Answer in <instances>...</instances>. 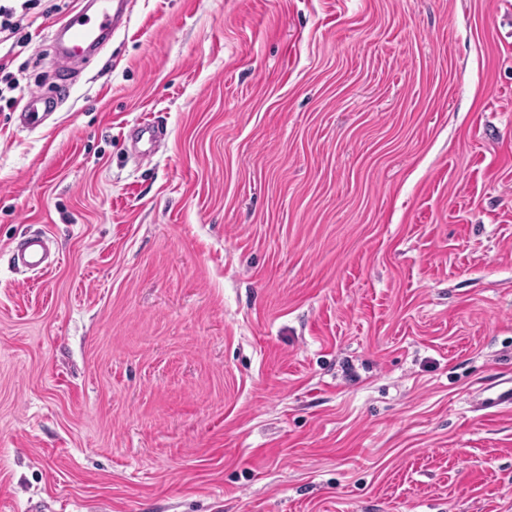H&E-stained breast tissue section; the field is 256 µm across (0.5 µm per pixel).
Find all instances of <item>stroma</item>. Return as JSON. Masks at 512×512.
<instances>
[{"instance_id": "1", "label": "stroma", "mask_w": 512, "mask_h": 512, "mask_svg": "<svg viewBox=\"0 0 512 512\" xmlns=\"http://www.w3.org/2000/svg\"><path fill=\"white\" fill-rule=\"evenodd\" d=\"M71 85L0 112V512H512V0H134ZM61 77V83L59 84V94H56L53 91L47 94L40 92L37 94L29 95L23 99V109L21 112H19L18 115L19 124L22 127L33 131L46 123V120L57 108L59 103V96L64 98L69 92V79L65 78L66 75H62ZM134 128L137 131V142L141 143L137 153L142 160L153 159L165 148L163 134L151 123L139 122ZM56 261L57 255L52 253L51 241L43 235L26 238L14 255V262L18 267L38 273L49 271ZM499 382L501 383L485 390L490 391V393L488 396H483L480 400H478V408L487 409L500 406H512V380L508 381V379H503ZM498 386V389L493 390Z\"/></svg>"}]
</instances>
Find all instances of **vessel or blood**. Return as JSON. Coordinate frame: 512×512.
<instances>
[{"instance_id": "vessel-or-blood-1", "label": "vessel or blood", "mask_w": 512, "mask_h": 512, "mask_svg": "<svg viewBox=\"0 0 512 512\" xmlns=\"http://www.w3.org/2000/svg\"><path fill=\"white\" fill-rule=\"evenodd\" d=\"M130 0H84L83 7L66 16L52 32L50 39L59 67L77 69L88 64L105 47L112 35L130 18ZM70 81L62 79L58 92L37 93L25 97L19 123L28 130L43 126L55 111L60 94L68 93ZM141 144L138 155L151 160L165 147V139L158 128L140 122L135 126ZM51 241L43 235L24 240L14 255V262L27 270L44 273L56 263Z\"/></svg>"}]
</instances>
